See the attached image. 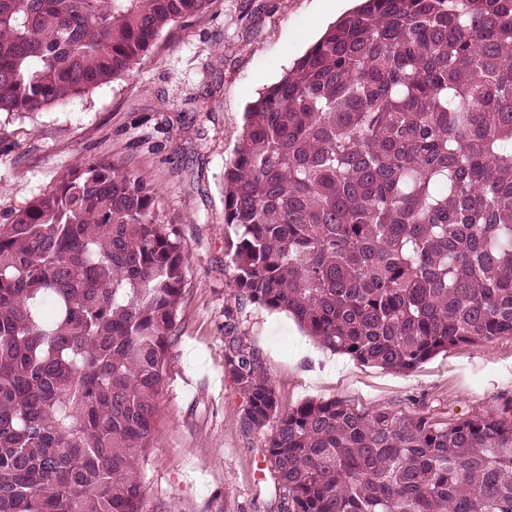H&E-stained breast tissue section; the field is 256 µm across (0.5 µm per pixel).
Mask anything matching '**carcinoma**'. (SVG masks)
<instances>
[{"mask_svg": "<svg viewBox=\"0 0 512 512\" xmlns=\"http://www.w3.org/2000/svg\"><path fill=\"white\" fill-rule=\"evenodd\" d=\"M210 0H0V112L128 76ZM236 301L409 373L512 336V0H363L247 108L224 166ZM186 276L145 179L96 160L0 224V512H144ZM224 309L277 512H512V401L448 423L279 411Z\"/></svg>", "mask_w": 512, "mask_h": 512, "instance_id": "obj_1", "label": "carcinoma"}]
</instances>
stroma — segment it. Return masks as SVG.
Segmentation results:
<instances>
[{
    "label": "stroma",
    "mask_w": 512,
    "mask_h": 512,
    "mask_svg": "<svg viewBox=\"0 0 512 512\" xmlns=\"http://www.w3.org/2000/svg\"><path fill=\"white\" fill-rule=\"evenodd\" d=\"M353 0H211L166 26L128 78L32 115L0 114V224L86 161L146 179L177 228L186 278L143 466L146 512H274L277 476L245 435L242 394L224 372V309L234 305L224 241V165L247 105L276 83ZM243 344L281 410L309 400L448 422L512 399V336L463 344L402 374L337 354L288 313L249 304Z\"/></svg>",
    "instance_id": "obj_1"
}]
</instances>
